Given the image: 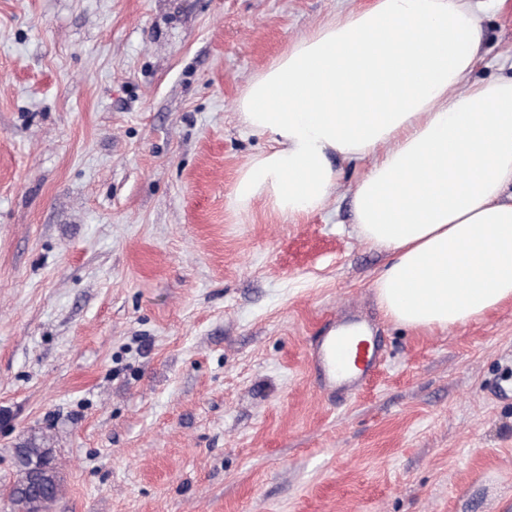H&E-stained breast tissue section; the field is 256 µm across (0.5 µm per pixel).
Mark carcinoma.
<instances>
[{"label":"carcinoma","mask_w":512,"mask_h":512,"mask_svg":"<svg viewBox=\"0 0 512 512\" xmlns=\"http://www.w3.org/2000/svg\"><path fill=\"white\" fill-rule=\"evenodd\" d=\"M50 435H27L20 438L17 447L25 450V456L19 458L18 469H23L25 459L39 458L45 461L46 469L37 480L24 482L12 481L0 489V494L8 498L12 512H30L29 504L37 500L42 504L43 512H50L53 503L63 492V479L55 463L53 449L48 446Z\"/></svg>","instance_id":"cac0c4a2"}]
</instances>
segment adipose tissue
<instances>
[{"label":"adipose tissue","instance_id":"ef3b65f1","mask_svg":"<svg viewBox=\"0 0 512 512\" xmlns=\"http://www.w3.org/2000/svg\"><path fill=\"white\" fill-rule=\"evenodd\" d=\"M473 0H372L296 40L238 104L267 151L241 167L237 204L297 221L324 207L334 160L368 167L352 190L360 237L391 258L386 317L422 331L512 302V76L472 81Z\"/></svg>","mask_w":512,"mask_h":512}]
</instances>
